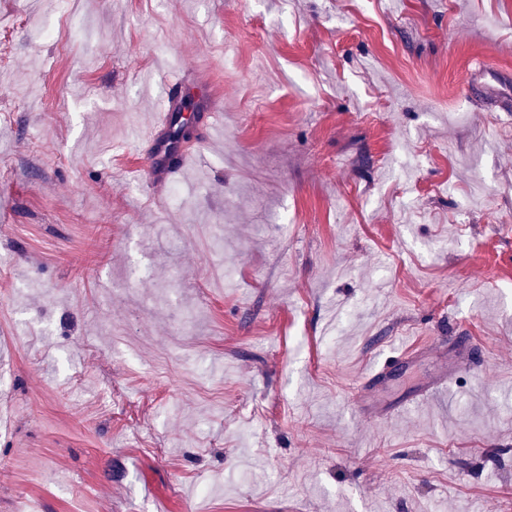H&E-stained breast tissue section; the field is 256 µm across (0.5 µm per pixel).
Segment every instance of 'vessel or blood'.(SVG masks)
Returning a JSON list of instances; mask_svg holds the SVG:
<instances>
[{
	"mask_svg": "<svg viewBox=\"0 0 512 512\" xmlns=\"http://www.w3.org/2000/svg\"><path fill=\"white\" fill-rule=\"evenodd\" d=\"M183 89L184 83L179 79L165 84L162 110L157 113L155 125L144 139L150 153L144 178L155 189L161 188L184 165L181 146L192 118L184 112Z\"/></svg>",
	"mask_w": 512,
	"mask_h": 512,
	"instance_id": "b4317fda",
	"label": "vessel or blood"
}]
</instances>
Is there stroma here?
Listing matches in <instances>:
<instances>
[{
  "mask_svg": "<svg viewBox=\"0 0 512 512\" xmlns=\"http://www.w3.org/2000/svg\"><path fill=\"white\" fill-rule=\"evenodd\" d=\"M66 9L0 0V512H512V0ZM167 82L162 95V112H157L154 128L142 142L150 153L144 178L153 189H160L172 174L182 169L185 155L180 149L184 134L196 118L183 112L185 83L181 78ZM195 86L200 90V96L197 103L199 108L205 111L202 114V119H205L206 124L209 127H213L220 120L222 113L216 112L217 103L207 85L204 83H197Z\"/></svg>",
  "mask_w": 512,
  "mask_h": 512,
  "instance_id": "1",
  "label": "stroma"
}]
</instances>
